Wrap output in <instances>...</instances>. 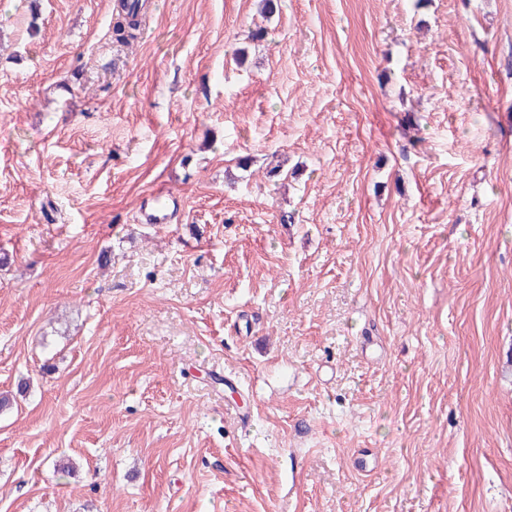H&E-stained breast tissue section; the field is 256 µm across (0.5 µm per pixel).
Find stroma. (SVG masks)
Here are the masks:
<instances>
[{"label":"stroma","instance_id":"35a3bbf8","mask_svg":"<svg viewBox=\"0 0 512 512\" xmlns=\"http://www.w3.org/2000/svg\"><path fill=\"white\" fill-rule=\"evenodd\" d=\"M148 4L0 0V512H512V0ZM140 10L139 0H119L118 18L112 27L117 42L129 45L137 39L142 16ZM181 205V198L158 192L141 207L139 221L142 224H168Z\"/></svg>","mask_w":512,"mask_h":512}]
</instances>
